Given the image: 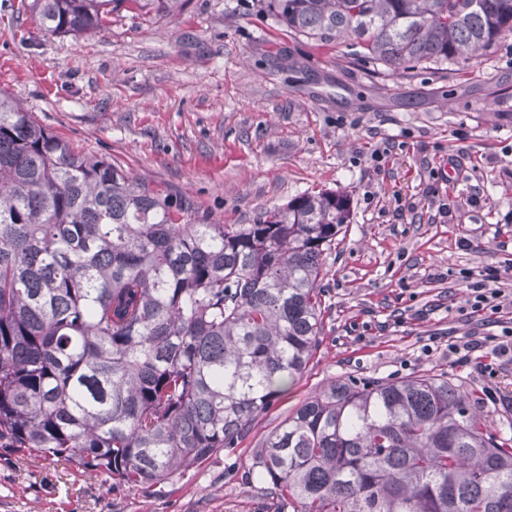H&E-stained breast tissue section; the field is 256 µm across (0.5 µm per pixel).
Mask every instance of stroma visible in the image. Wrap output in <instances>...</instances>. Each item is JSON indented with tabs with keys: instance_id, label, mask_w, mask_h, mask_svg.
I'll use <instances>...</instances> for the list:
<instances>
[{
	"instance_id": "35a3bbf8",
	"label": "stroma",
	"mask_w": 512,
	"mask_h": 512,
	"mask_svg": "<svg viewBox=\"0 0 512 512\" xmlns=\"http://www.w3.org/2000/svg\"><path fill=\"white\" fill-rule=\"evenodd\" d=\"M32 2L0 0V93L75 150L188 204L192 224H251L325 190L348 194L351 215L323 256L318 346L237 447L139 487L0 461V512H277L254 453L335 380L445 374L512 437V365L485 383L448 357L450 341L512 325L466 305L490 267L512 296V34L465 63L394 72L289 33L262 0L124 10L76 37L41 28Z\"/></svg>"
}]
</instances>
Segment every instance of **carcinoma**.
<instances>
[{"label":"carcinoma","instance_id":"obj_1","mask_svg":"<svg viewBox=\"0 0 512 512\" xmlns=\"http://www.w3.org/2000/svg\"><path fill=\"white\" fill-rule=\"evenodd\" d=\"M55 35L188 0H34ZM288 32L390 68L471 60L512 0H265ZM186 208L0 96V458L155 485L237 447L321 334L322 256L349 223L321 191L252 224ZM279 512H512V439L442 374L335 380L255 452Z\"/></svg>","mask_w":512,"mask_h":512}]
</instances>
